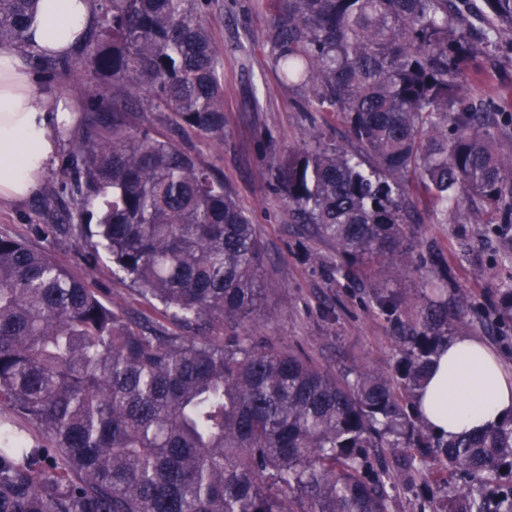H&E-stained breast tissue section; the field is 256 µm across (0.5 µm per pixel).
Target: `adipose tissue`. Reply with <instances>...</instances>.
I'll return each mask as SVG.
<instances>
[{
  "mask_svg": "<svg viewBox=\"0 0 512 512\" xmlns=\"http://www.w3.org/2000/svg\"><path fill=\"white\" fill-rule=\"evenodd\" d=\"M96 21L94 0H39L26 46L54 57L74 53ZM25 47L0 45V202L31 196L56 159L58 134L76 121L64 95L38 89ZM415 406L448 437L485 431L512 417V369L481 339L460 335L442 348Z\"/></svg>",
  "mask_w": 512,
  "mask_h": 512,
  "instance_id": "obj_1",
  "label": "adipose tissue"
}]
</instances>
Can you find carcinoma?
Listing matches in <instances>:
<instances>
[{
  "instance_id": "1",
  "label": "carcinoma",
  "mask_w": 512,
  "mask_h": 512,
  "mask_svg": "<svg viewBox=\"0 0 512 512\" xmlns=\"http://www.w3.org/2000/svg\"><path fill=\"white\" fill-rule=\"evenodd\" d=\"M81 45L93 69L82 134L63 164L71 230L135 291L201 333L263 313L264 256L249 217L192 143L224 142V73L210 0H96ZM38 0H0V44L25 45ZM265 66L315 121L274 159L296 219L333 243L334 277H366L404 349L388 375H333L246 337L216 341L133 326L87 282L0 233V512H389L397 482L430 476L421 512H512V419L452 439L413 410L452 313L379 288L372 264L421 276L407 247L421 212L465 199L476 224H512V102L470 94L488 47L512 48V0H267ZM478 18L483 41L470 36ZM52 74L80 58L26 51ZM168 112L170 134L131 109ZM91 201L99 211L88 210ZM416 449L397 467L370 448Z\"/></svg>"
}]
</instances>
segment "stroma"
<instances>
[{"instance_id":"35a3bbf8","label":"stroma","mask_w":512,"mask_h":512,"mask_svg":"<svg viewBox=\"0 0 512 512\" xmlns=\"http://www.w3.org/2000/svg\"><path fill=\"white\" fill-rule=\"evenodd\" d=\"M266 0H211L205 23L221 51L224 68V145L197 139L193 150L224 177L237 205L255 225L265 252L263 276L275 294L270 315L225 325L221 337L246 336L310 359L333 374L366 364L390 373L400 355L391 320L380 314L368 289L333 278L334 246L305 229L282 195L272 189L271 153L297 148L307 125L295 91L280 87L265 67L260 48ZM477 91L495 100L512 94V52L486 50L479 58ZM61 161H54L29 198L0 204V228L44 249L56 262L81 274L90 288L133 320L158 319L160 304L139 295L112 272L106 254L89 255V246L63 225L69 196L46 198L60 184ZM466 206L450 210L444 224H416L410 243L418 262L443 256L448 299L459 304L468 335L492 346L512 365V326L493 327L505 289L512 288V232H493L468 220Z\"/></svg>"}]
</instances>
